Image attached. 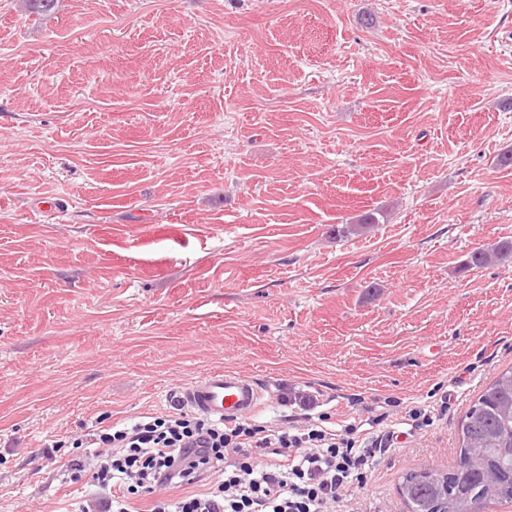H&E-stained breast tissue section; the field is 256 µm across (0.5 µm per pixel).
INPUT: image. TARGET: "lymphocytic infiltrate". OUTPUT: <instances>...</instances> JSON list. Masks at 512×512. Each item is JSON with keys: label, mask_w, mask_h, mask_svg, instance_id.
I'll list each match as a JSON object with an SVG mask.
<instances>
[{"label": "lymphocytic infiltrate", "mask_w": 512, "mask_h": 512, "mask_svg": "<svg viewBox=\"0 0 512 512\" xmlns=\"http://www.w3.org/2000/svg\"><path fill=\"white\" fill-rule=\"evenodd\" d=\"M278 402L298 407L300 424L267 429L175 404L131 424L99 427L73 439L74 448L94 454L74 460L72 473H90L110 490L103 512H139L144 495L154 498L150 512H337L399 437L392 427L375 433L354 421L327 425L310 391L281 393ZM212 474L214 484L193 492Z\"/></svg>", "instance_id": "1"}]
</instances>
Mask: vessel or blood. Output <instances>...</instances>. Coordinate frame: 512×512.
Returning <instances> with one entry per match:
<instances>
[{
	"label": "vessel or blood",
	"instance_id": "1",
	"mask_svg": "<svg viewBox=\"0 0 512 512\" xmlns=\"http://www.w3.org/2000/svg\"><path fill=\"white\" fill-rule=\"evenodd\" d=\"M265 395L253 378L233 371L211 369L180 389V404L218 420H233L258 409Z\"/></svg>",
	"mask_w": 512,
	"mask_h": 512
}]
</instances>
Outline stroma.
<instances>
[{
	"mask_svg": "<svg viewBox=\"0 0 512 512\" xmlns=\"http://www.w3.org/2000/svg\"><path fill=\"white\" fill-rule=\"evenodd\" d=\"M512 0H0V512L108 493L45 446L205 370L332 421L447 399L357 495L405 512L512 367ZM379 222L336 228L364 212ZM508 257H512V241H496L472 252L469 263L480 267Z\"/></svg>",
	"mask_w": 512,
	"mask_h": 512,
	"instance_id": "obj_1",
	"label": "stroma"
}]
</instances>
